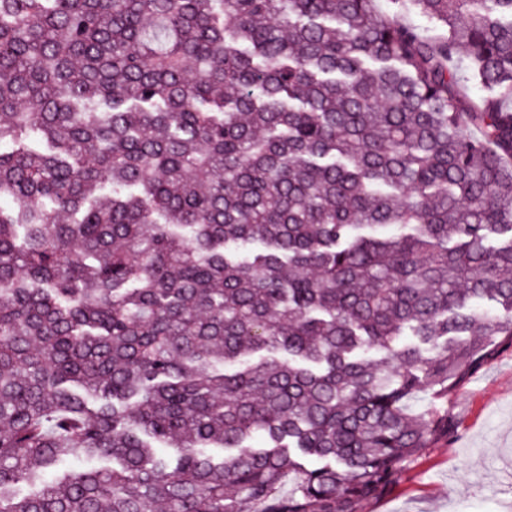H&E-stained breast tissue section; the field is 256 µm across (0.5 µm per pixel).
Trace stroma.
<instances>
[{
	"label": "stroma",
	"instance_id": "35a3bbf8",
	"mask_svg": "<svg viewBox=\"0 0 512 512\" xmlns=\"http://www.w3.org/2000/svg\"><path fill=\"white\" fill-rule=\"evenodd\" d=\"M457 432L360 512H512V347L448 393Z\"/></svg>",
	"mask_w": 512,
	"mask_h": 512
}]
</instances>
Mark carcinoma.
Returning <instances> with one entry per match:
<instances>
[{
  "mask_svg": "<svg viewBox=\"0 0 512 512\" xmlns=\"http://www.w3.org/2000/svg\"><path fill=\"white\" fill-rule=\"evenodd\" d=\"M376 2L0 0V512H359L453 437L512 347V0Z\"/></svg>",
  "mask_w": 512,
  "mask_h": 512,
  "instance_id": "1",
  "label": "carcinoma"
}]
</instances>
